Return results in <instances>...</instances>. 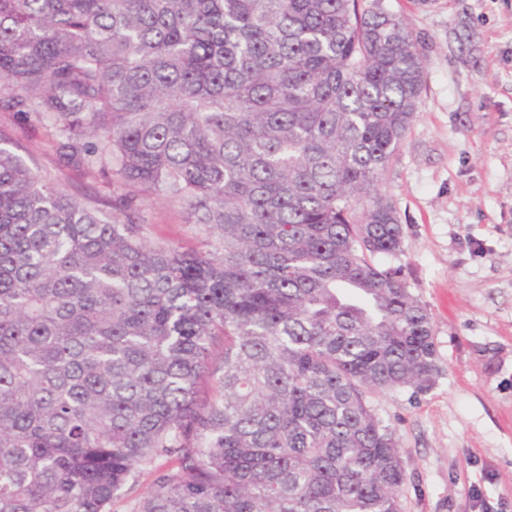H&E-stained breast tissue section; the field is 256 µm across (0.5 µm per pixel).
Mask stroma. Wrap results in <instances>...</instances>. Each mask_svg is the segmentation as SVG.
Returning <instances> with one entry per match:
<instances>
[{"mask_svg": "<svg viewBox=\"0 0 512 512\" xmlns=\"http://www.w3.org/2000/svg\"><path fill=\"white\" fill-rule=\"evenodd\" d=\"M416 35L426 83L377 191L398 212L402 250L380 254L432 317L437 373L423 394L369 393L395 432L404 512H512V0H384ZM0 132L39 174L111 214L109 178L59 169L50 122L0 112ZM154 242L216 238L181 204L140 193Z\"/></svg>", "mask_w": 512, "mask_h": 512, "instance_id": "obj_1", "label": "stroma"}]
</instances>
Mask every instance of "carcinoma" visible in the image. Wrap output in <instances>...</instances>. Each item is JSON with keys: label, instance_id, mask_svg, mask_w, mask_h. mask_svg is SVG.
<instances>
[{"label": "carcinoma", "instance_id": "1", "mask_svg": "<svg viewBox=\"0 0 512 512\" xmlns=\"http://www.w3.org/2000/svg\"><path fill=\"white\" fill-rule=\"evenodd\" d=\"M424 85L382 0H0V112L124 189L104 216L0 134V512H110L142 468L136 512H403L367 395L436 349L371 256ZM133 187L221 248L148 241Z\"/></svg>", "mask_w": 512, "mask_h": 512}]
</instances>
